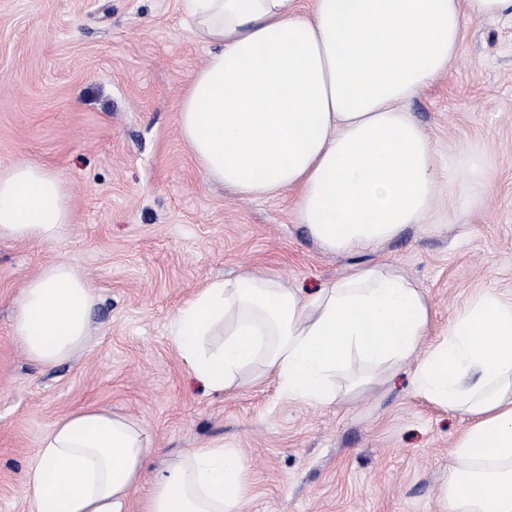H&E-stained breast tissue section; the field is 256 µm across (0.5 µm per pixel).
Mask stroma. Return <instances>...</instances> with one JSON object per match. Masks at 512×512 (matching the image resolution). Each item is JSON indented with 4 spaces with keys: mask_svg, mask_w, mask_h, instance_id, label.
<instances>
[{
    "mask_svg": "<svg viewBox=\"0 0 512 512\" xmlns=\"http://www.w3.org/2000/svg\"><path fill=\"white\" fill-rule=\"evenodd\" d=\"M207 48L180 0H0V168L63 180L71 221L50 243L0 239V512H24V472L62 416L87 407L143 423L157 455L133 492L187 450L244 458V512H441L439 488L469 420L414 388L415 361L323 405L245 374L211 392L167 336L216 278L264 272L312 295L353 266L387 261L423 289L439 333L473 297L512 298V17L469 23L449 69L408 104L450 172L483 151L488 180H458L436 231L381 251L319 247L293 191L245 197L209 184L177 110ZM68 263L95 288L86 350L46 367L12 333L24 283Z\"/></svg>",
    "mask_w": 512,
    "mask_h": 512,
    "instance_id": "stroma-1",
    "label": "stroma"
}]
</instances>
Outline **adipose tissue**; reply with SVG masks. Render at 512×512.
Instances as JSON below:
<instances>
[{"instance_id": "adipose-tissue-1", "label": "adipose tissue", "mask_w": 512, "mask_h": 512, "mask_svg": "<svg viewBox=\"0 0 512 512\" xmlns=\"http://www.w3.org/2000/svg\"><path fill=\"white\" fill-rule=\"evenodd\" d=\"M208 47L178 125L206 181L243 196L298 192L296 216L335 253L375 252L423 228L447 178L406 105L454 59L467 23L511 16L512 0H181ZM69 221L55 172L0 169V237L51 242ZM92 286L66 263L23 288L13 333L46 365L83 350ZM421 288L393 264L353 267L305 297L253 272L197 290L168 336L215 392L245 371L280 393L333 402L416 359L414 384L469 418L439 495L445 512H512V299L472 298L436 340ZM219 344H210V337ZM155 449L106 408L57 420L25 473V512H129ZM236 451L196 448L158 473L139 512H241Z\"/></svg>"}]
</instances>
